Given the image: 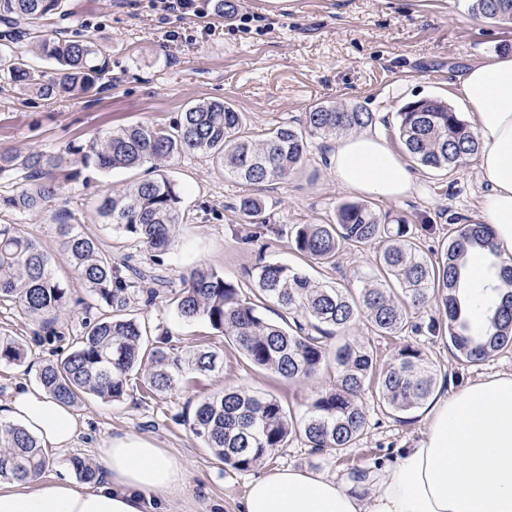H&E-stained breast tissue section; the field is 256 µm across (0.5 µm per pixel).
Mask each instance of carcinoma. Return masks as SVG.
Here are the masks:
<instances>
[{
  "label": "carcinoma",
  "instance_id": "carcinoma-1",
  "mask_svg": "<svg viewBox=\"0 0 512 512\" xmlns=\"http://www.w3.org/2000/svg\"><path fill=\"white\" fill-rule=\"evenodd\" d=\"M63 0H0V80L24 85L49 98H73L103 85L107 57L87 37L66 39L41 33L38 21L60 13ZM469 11L491 24L512 25V0H469ZM37 52L54 62L49 76L30 67L26 54ZM375 124V116L359 106L316 104L296 124L284 123L264 138L241 132L243 113L228 103L199 101L182 113L174 132L155 125L108 130L89 145H72L64 152L32 149L25 154L0 150V210L34 212L80 174L95 167L109 173L151 165L154 177L136 182L103 198L99 214L112 231L136 240L159 257L170 251L179 227L183 191L166 174L176 155L202 153L224 174L258 190L288 178L302 165L311 139L336 138ZM396 129L406 153L428 170L452 171L478 153L480 142L447 103L422 98L396 113ZM251 224H263L260 197L244 195L235 204ZM62 246L73 272L89 294L104 307L100 316L82 324L70 351L39 368L38 381L56 400L72 406L86 395L120 401L142 383L146 392L163 395L186 385L197 375L223 367L216 351L195 347L184 354L171 351L168 337L148 335L146 326L128 313L140 292L141 273L123 276L112 266L97 239L60 225ZM377 244L374 273L361 280L357 292L315 281L280 263L257 265L251 272L252 298L242 297L238 283L213 266L195 265L183 275L170 298L178 318L206 320L230 340L252 367L285 380H310L332 369L328 389L316 394L301 418L276 397L230 386L203 397L191 427L225 464L240 471L260 466L290 439L301 437L308 447L336 459L359 443L367 427L362 396L372 391L385 410L406 412L433 393L436 370L423 350L407 344L389 362L370 346L347 338L362 318L380 337H398L408 311L440 302L448 349L459 361L479 365L495 353L512 349V266L502 268L508 287L505 301L492 304L486 289L466 286L464 270L472 252L486 256L495 273L500 253L488 224H459L441 254L421 247L415 226L403 217L389 219L363 202L345 201L331 224H296L288 246L307 262L336 265L344 251ZM52 324L67 313L71 296L56 276L52 256L28 237L19 224H0V302ZM276 304L282 322L269 321L262 309ZM480 308L473 321L469 309ZM336 338V347L327 340ZM29 358L25 340L0 334V364L19 365ZM50 459L39 442L23 428L0 425V479L25 482L42 474Z\"/></svg>",
  "mask_w": 512,
  "mask_h": 512
}]
</instances>
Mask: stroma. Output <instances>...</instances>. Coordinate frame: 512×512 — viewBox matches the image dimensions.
<instances>
[{
    "label": "stroma",
    "mask_w": 512,
    "mask_h": 512,
    "mask_svg": "<svg viewBox=\"0 0 512 512\" xmlns=\"http://www.w3.org/2000/svg\"><path fill=\"white\" fill-rule=\"evenodd\" d=\"M196 14L155 8L151 0H66L65 14L43 18V33L87 35L109 62L104 88L77 98L48 99L0 82V149L17 153L38 148L65 151L88 144L103 132L131 124L174 127L189 104L225 101L246 119V135L259 139L278 124L299 118L318 102L358 105L373 112L376 130L392 146L400 141L395 115L408 102L437 97L458 107L455 89L468 66L505 51L512 53V26H493L471 16L466 0H226L223 15L211 0H199ZM330 141L312 139L301 169L287 180L265 187L260 197L266 224L243 221L233 208L250 186L228 176L199 153L173 158L166 173L185 189L177 240L169 254L152 257L137 241L114 233L98 214L108 191L144 177V169L104 174L81 170L78 178L37 212L0 211V224L22 225L50 252L55 270L73 302L55 324L59 341H43L44 330L13 306L0 302V334L24 337L29 359L0 365V404L19 388L38 384L40 367L64 356L81 329L90 295L74 275L61 246L59 224L66 221L97 239L117 268L135 265L168 283L152 304L136 297L132 308L151 335L168 336L177 350L195 345L216 348L221 371L198 377L189 388L148 398L132 392L119 402L87 395L72 411L79 435L72 447L50 451L45 478L74 477L72 457L95 463V450L109 436L144 437L184 465L187 485L166 512H238L249 473L231 469L213 455L185 417L198 400L228 386L271 393L295 415H302L319 388L315 382H285L251 367L243 355L207 321L185 322L174 313L171 288L179 287L189 265L221 268L225 277L249 284L256 264L282 262L297 268L303 260L288 247L286 232L296 224L334 221L339 203L352 200L327 164ZM476 161L450 171L413 167L417 189L398 201L368 195L377 213L404 217L427 226L426 247L438 251L455 225L480 220L477 202L488 189L477 176ZM378 250L371 244L341 254L335 268L313 266L309 275L339 287L359 288ZM435 309L414 310L401 337H380L366 321L349 336L370 345L389 360L406 343L419 346L437 367L433 400L452 396L475 379L512 372V351L478 366L458 363L444 335L427 330ZM362 402L368 412L366 433L349 449L346 462L308 448L303 440L276 449L263 469L294 466L343 477L384 465L398 448L424 430L425 407L396 413L380 408L372 394Z\"/></svg>",
    "instance_id": "1"
}]
</instances>
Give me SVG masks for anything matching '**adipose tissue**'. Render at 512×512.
Instances as JSON below:
<instances>
[{"label":"adipose tissue","mask_w":512,"mask_h":512,"mask_svg":"<svg viewBox=\"0 0 512 512\" xmlns=\"http://www.w3.org/2000/svg\"><path fill=\"white\" fill-rule=\"evenodd\" d=\"M481 143L477 174L489 186L479 214L503 257L512 256V54L473 62L457 89ZM345 190L395 201L414 181L402 155L376 130L344 136L327 158ZM0 424L21 426L42 447H71L78 422L42 389L19 390ZM104 483L65 478L0 481V512H158L182 495L180 461L142 437L107 438L97 450ZM239 512H512V372L477 380L430 406L426 426L392 463L366 477L276 468L247 485Z\"/></svg>","instance_id":"adipose-tissue-1"}]
</instances>
